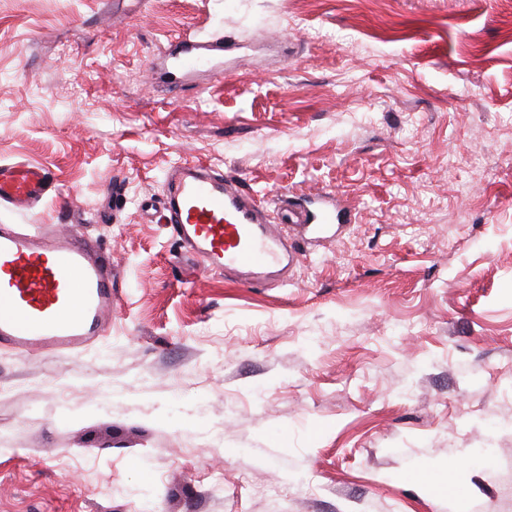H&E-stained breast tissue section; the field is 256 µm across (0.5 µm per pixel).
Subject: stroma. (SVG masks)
<instances>
[{
	"instance_id": "obj_1",
	"label": "stroma",
	"mask_w": 512,
	"mask_h": 512,
	"mask_svg": "<svg viewBox=\"0 0 512 512\" xmlns=\"http://www.w3.org/2000/svg\"><path fill=\"white\" fill-rule=\"evenodd\" d=\"M185 36L235 48L185 77ZM17 161L60 191L0 224L119 292L80 354L0 347V512H512V0H0ZM186 161L346 218L208 272L161 222Z\"/></svg>"
}]
</instances>
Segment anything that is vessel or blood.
Wrapping results in <instances>:
<instances>
[{"mask_svg": "<svg viewBox=\"0 0 512 512\" xmlns=\"http://www.w3.org/2000/svg\"><path fill=\"white\" fill-rule=\"evenodd\" d=\"M50 185L47 168L0 164V203L30 209ZM164 218L205 269L258 285L299 260L253 194L229 176L177 165L163 190ZM115 280L108 256L40 225H0V344L20 355L77 354L107 334Z\"/></svg>", "mask_w": 512, "mask_h": 512, "instance_id": "vessel-or-blood-1", "label": "vessel or blood"}]
</instances>
